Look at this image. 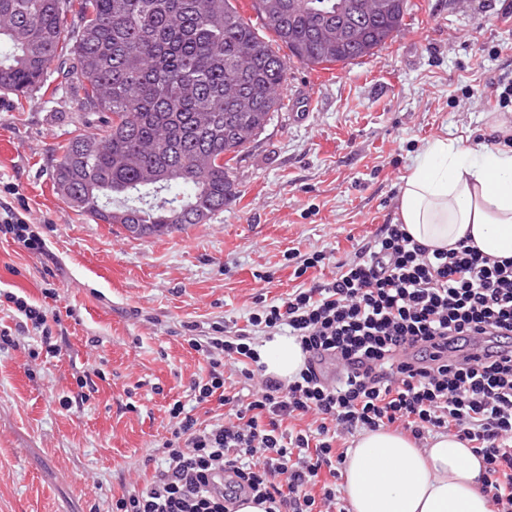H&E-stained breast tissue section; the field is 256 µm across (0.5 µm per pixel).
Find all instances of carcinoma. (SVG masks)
I'll use <instances>...</instances> for the list:
<instances>
[{"label":"carcinoma","instance_id":"carcinoma-1","mask_svg":"<svg viewBox=\"0 0 512 512\" xmlns=\"http://www.w3.org/2000/svg\"><path fill=\"white\" fill-rule=\"evenodd\" d=\"M290 1L301 8L270 18L254 0L272 43L233 0H0V89L28 101L48 90L47 70L65 58L63 89L83 108L84 129L55 159L56 194L99 224L140 225L138 238L224 211L238 194L233 164L286 108L288 64H324L313 45L336 0ZM406 10L407 0H391L332 63L373 54ZM228 84L242 87L251 110L224 101Z\"/></svg>","mask_w":512,"mask_h":512}]
</instances>
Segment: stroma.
Masks as SVG:
<instances>
[{"instance_id":"1","label":"stroma","mask_w":512,"mask_h":512,"mask_svg":"<svg viewBox=\"0 0 512 512\" xmlns=\"http://www.w3.org/2000/svg\"><path fill=\"white\" fill-rule=\"evenodd\" d=\"M408 5L372 56L324 74L289 64V106L239 156L237 200L169 236L78 215L52 182L78 102L60 93L20 105L0 91V203L49 247L33 254L0 234V293L45 304L66 336L50 363L29 357L24 335L0 351V512H111L167 437L169 403L207 370L182 322L243 319L259 294L295 288L288 250L341 258L395 222L403 179L433 139L478 144L494 120L512 129V105L496 101L497 81L512 80V0ZM97 367L106 379L94 398L62 408L75 373Z\"/></svg>"}]
</instances>
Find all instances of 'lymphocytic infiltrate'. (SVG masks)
<instances>
[{"label":"lymphocytic infiltrate","instance_id":"f902f5d3","mask_svg":"<svg viewBox=\"0 0 512 512\" xmlns=\"http://www.w3.org/2000/svg\"><path fill=\"white\" fill-rule=\"evenodd\" d=\"M0 233L48 252L13 208L0 205ZM287 260L297 288L258 297L244 324L183 322L207 373L192 379L189 402L170 405L160 466L113 498L112 512H238L248 500L265 512H346L338 439L391 427L471 444L494 512H512V260L465 239L432 251L400 223L381 225L345 259L313 249ZM6 300L15 328L0 331V345L17 331L37 342L31 357L60 355L46 311ZM276 334L306 355L288 382L267 374L256 349ZM229 374L247 395L228 392ZM199 407L210 421H199ZM306 416L311 424L294 430Z\"/></svg>","mask_w":512,"mask_h":512}]
</instances>
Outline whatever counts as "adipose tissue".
<instances>
[{
	"mask_svg": "<svg viewBox=\"0 0 512 512\" xmlns=\"http://www.w3.org/2000/svg\"><path fill=\"white\" fill-rule=\"evenodd\" d=\"M398 213L429 249L469 238L487 255L512 259V149L434 139L403 181ZM259 354L283 380L305 361L291 336L265 340ZM483 472L481 456L457 437L438 434L421 448L390 430L365 431L346 453L343 491L350 512H492Z\"/></svg>",
	"mask_w": 512,
	"mask_h": 512,
	"instance_id": "obj_1",
	"label": "adipose tissue"
}]
</instances>
